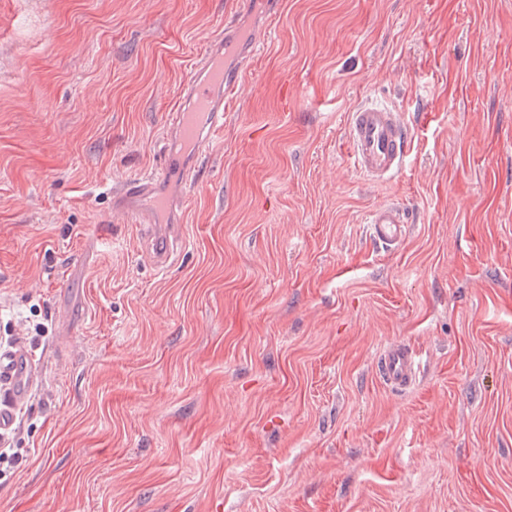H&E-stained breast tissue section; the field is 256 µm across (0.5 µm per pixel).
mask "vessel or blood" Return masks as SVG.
I'll use <instances>...</instances> for the list:
<instances>
[{
    "instance_id": "b4317fda",
    "label": "vessel or blood",
    "mask_w": 512,
    "mask_h": 512,
    "mask_svg": "<svg viewBox=\"0 0 512 512\" xmlns=\"http://www.w3.org/2000/svg\"><path fill=\"white\" fill-rule=\"evenodd\" d=\"M255 37L242 36L234 18L197 56L194 72L185 85L180 104L169 113L163 135V157L157 170L114 189L117 210L141 225L152 264L168 268L178 252L177 224L182 221L186 197L170 199L164 187L179 179L191 188L196 167L206 148L224 125V113L237 93L241 76L258 50ZM346 136L358 170L370 181L382 182L396 175L409 150V130L398 112L376 103H364L348 115ZM372 238L389 250L399 248L409 232L405 210L394 203L374 207L368 218ZM41 361L25 346L0 349V435L16 421V412L39 382ZM383 382L397 391L416 383L415 353L403 345L386 347L378 358Z\"/></svg>"
}]
</instances>
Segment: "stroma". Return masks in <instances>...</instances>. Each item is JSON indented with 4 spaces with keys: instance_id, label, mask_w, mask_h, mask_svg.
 Returning a JSON list of instances; mask_svg holds the SVG:
<instances>
[{
    "instance_id": "1",
    "label": "stroma",
    "mask_w": 512,
    "mask_h": 512,
    "mask_svg": "<svg viewBox=\"0 0 512 512\" xmlns=\"http://www.w3.org/2000/svg\"><path fill=\"white\" fill-rule=\"evenodd\" d=\"M280 2L161 271L112 192L234 0H0V340L44 366L0 512H512V0ZM365 101L411 134L378 184ZM346 136L358 170L370 181L396 175L409 150V130L398 112L364 103L348 115ZM372 238L389 250L399 248L409 232L405 210L395 204L386 203L374 207L368 218ZM383 382L397 391H406L416 383L418 364L415 353L403 345L386 347L378 358Z\"/></svg>"
}]
</instances>
